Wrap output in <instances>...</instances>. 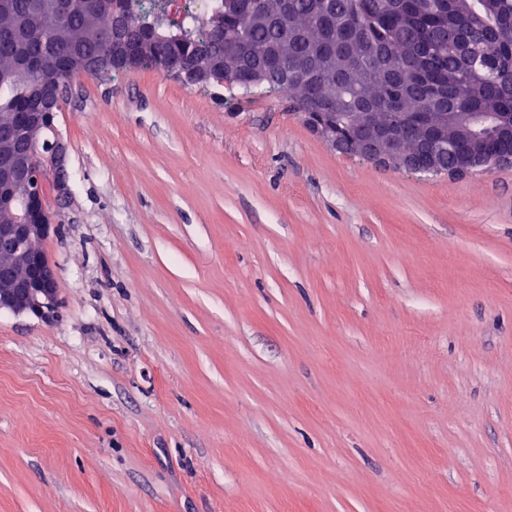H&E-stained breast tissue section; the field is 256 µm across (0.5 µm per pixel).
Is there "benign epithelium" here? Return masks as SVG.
Returning <instances> with one entry per match:
<instances>
[{
  "mask_svg": "<svg viewBox=\"0 0 512 512\" xmlns=\"http://www.w3.org/2000/svg\"><path fill=\"white\" fill-rule=\"evenodd\" d=\"M427 16L442 23L448 16L446 0H425ZM58 11L69 17L82 13L99 14L104 23L100 34L112 44V57H129L136 48L112 35L115 18L111 0H60ZM259 52L244 38L223 43L222 53L207 61L206 66L181 65L161 59L159 69L174 74L188 84H207L213 80L237 85L246 79L256 82L266 74L246 61ZM32 98L40 111L23 112L5 128L0 139V311L45 319L58 308V272L49 261L42 244L56 230L46 208L43 186L47 179L65 177V153L60 144L46 137L50 127L45 122L46 111L62 102V87L54 75L41 68L32 85ZM329 99L312 83L305 93L306 108L311 112L322 109ZM443 122H452L459 139L472 151L486 153L487 144L471 139L480 127L493 130L496 137L512 141V113L501 115H461L459 112H438ZM350 128L351 134L342 139L337 126ZM420 121L409 118L396 122L377 112H338L336 124L318 122L317 134L337 153L358 156L387 164L397 156H406L408 164L426 159V173L465 175L476 167L465 153L456 156L451 168L443 167V159L452 141L448 130L433 129L418 132Z\"/></svg>",
  "mask_w": 512,
  "mask_h": 512,
  "instance_id": "7a95c632",
  "label": "benign epithelium"
}]
</instances>
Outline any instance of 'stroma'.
Segmentation results:
<instances>
[{
	"mask_svg": "<svg viewBox=\"0 0 512 512\" xmlns=\"http://www.w3.org/2000/svg\"><path fill=\"white\" fill-rule=\"evenodd\" d=\"M54 135L0 512H512V166L383 167L148 68L73 77Z\"/></svg>",
	"mask_w": 512,
	"mask_h": 512,
	"instance_id": "1",
	"label": "stroma"
}]
</instances>
